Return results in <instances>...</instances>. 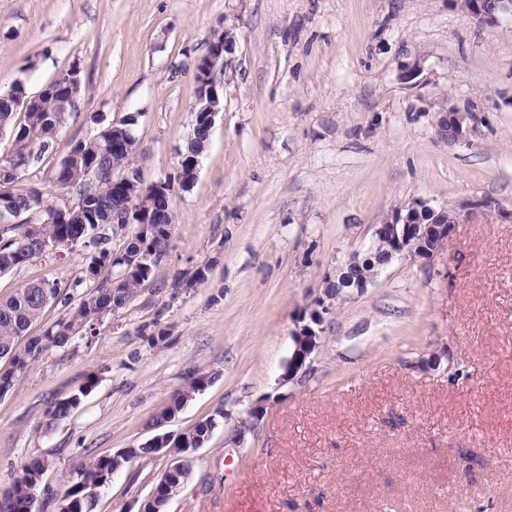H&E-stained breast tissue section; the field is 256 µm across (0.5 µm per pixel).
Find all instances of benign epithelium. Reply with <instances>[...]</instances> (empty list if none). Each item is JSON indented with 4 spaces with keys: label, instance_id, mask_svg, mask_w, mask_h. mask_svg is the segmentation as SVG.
I'll return each instance as SVG.
<instances>
[{
    "label": "benign epithelium",
    "instance_id": "7a95c632",
    "mask_svg": "<svg viewBox=\"0 0 512 512\" xmlns=\"http://www.w3.org/2000/svg\"><path fill=\"white\" fill-rule=\"evenodd\" d=\"M458 8L477 22L495 26L500 20L512 16V0H453ZM478 122L474 112H461L451 108L438 120L441 137L450 142H465L467 135ZM498 214L500 208L485 197H472L460 203L453 218L445 215V209L435 207L429 201L416 199L403 208L391 212L382 223L374 225L371 243L384 240L388 249L378 263L364 269L360 266L345 269L340 266L324 276L320 294L299 314L295 329L291 332L293 350L288 359L282 381L301 382L310 373L313 355L323 341L325 322L335 310L336 303L346 297L344 284L354 278L360 284L359 291L371 286L382 270L399 259L418 260L429 265L447 246L458 224L477 214ZM172 457L171 466L165 471L174 482L182 478L180 459L182 454L172 448L163 450Z\"/></svg>",
    "mask_w": 512,
    "mask_h": 512
}]
</instances>
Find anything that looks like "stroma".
Returning <instances> with one entry per match:
<instances>
[{
  "instance_id": "1",
  "label": "stroma",
  "mask_w": 512,
  "mask_h": 512,
  "mask_svg": "<svg viewBox=\"0 0 512 512\" xmlns=\"http://www.w3.org/2000/svg\"><path fill=\"white\" fill-rule=\"evenodd\" d=\"M233 31L223 108L195 182L175 189L170 248L93 336L44 352L0 397V488L52 462L36 512H59L90 458L224 411L168 512H512V16L482 26L453 0H0V92L79 66L78 115L29 180L76 141L135 116L143 186L173 176L192 130L196 64ZM473 111L468 143L437 134ZM487 196L430 265L392 263L339 302L301 383L282 382L299 311L326 272L415 199ZM83 245L0 276L81 296ZM209 265L206 283L180 274ZM156 323L168 337L142 336ZM447 348L434 371L420 358ZM200 374L210 384L156 416ZM96 384L45 430L47 410ZM261 424L233 441L253 402ZM171 459L117 471L95 512H138Z\"/></svg>"
}]
</instances>
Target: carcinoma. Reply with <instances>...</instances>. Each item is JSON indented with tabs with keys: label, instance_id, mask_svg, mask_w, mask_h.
Instances as JSON below:
<instances>
[{
	"label": "carcinoma",
	"instance_id": "carcinoma-1",
	"mask_svg": "<svg viewBox=\"0 0 512 512\" xmlns=\"http://www.w3.org/2000/svg\"><path fill=\"white\" fill-rule=\"evenodd\" d=\"M204 63L206 69L195 79L199 81L205 75L223 85L224 34L210 40ZM71 83H82L75 65L60 72L35 95L29 94L21 81L0 94V134L12 139V153L0 160V209L7 216L6 223H0V275L53 250L69 249L79 243L95 249L84 270L83 281L89 287L77 301H72L58 285L46 282L29 283L12 296L0 299V358H10L15 368L13 373L0 374V397L14 388L15 373L25 372L45 351L92 334L104 316L124 308L137 288L151 277L172 237L173 217L164 196L146 193L137 178L126 184L113 183L131 167L132 149L136 147L133 116L73 145L49 177L57 196L51 198L41 188L24 182L23 175L39 168L51 156L59 130L78 114L82 90L70 89ZM209 131L205 116L196 113L191 136L179 152V165L190 184L196 180L191 162L204 152ZM121 206L131 210L138 226L131 236L126 234V225L112 223V212ZM118 235L123 238V245L114 251L108 243ZM208 272L209 265L199 266L190 276L175 282L174 287L194 288L206 281ZM54 302L67 307L65 316L42 336L19 346V338ZM204 379V375L194 377L172 398L161 416L172 417L205 388ZM94 385L90 376L78 393L52 406L46 413L45 428L67 418ZM220 418H224L221 411L197 422L179 437L176 446L186 455V467H191L188 455L206 443ZM127 463L124 457L108 454L78 468L65 493L68 512H94L98 495ZM23 474V479H14L0 491V512H31L32 497L42 486L39 477L44 475L40 460H33Z\"/></svg>",
	"mask_w": 512,
	"mask_h": 512
}]
</instances>
